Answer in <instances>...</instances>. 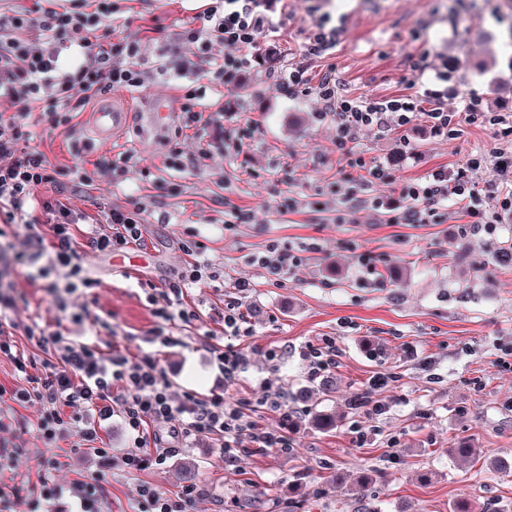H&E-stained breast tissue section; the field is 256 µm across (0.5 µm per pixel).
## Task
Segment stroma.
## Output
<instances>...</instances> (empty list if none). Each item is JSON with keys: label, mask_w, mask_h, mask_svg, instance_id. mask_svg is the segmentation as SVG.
Listing matches in <instances>:
<instances>
[{"label": "stroma", "mask_w": 512, "mask_h": 512, "mask_svg": "<svg viewBox=\"0 0 512 512\" xmlns=\"http://www.w3.org/2000/svg\"><path fill=\"white\" fill-rule=\"evenodd\" d=\"M119 5L113 37L138 36L151 59L195 15L193 0ZM323 16L338 32L336 45L313 55L310 42ZM510 16L506 0H278L270 14L276 54L243 74L240 92L209 82L198 104L206 114L235 104L228 129L255 122L239 152L217 140L201 150L200 131L186 127L182 101L164 78L148 79L130 123L110 143L97 142L88 113L78 115L97 155L132 159L120 185L103 180L83 190L70 182L66 195L93 215L147 200L145 246L84 256L101 285L66 295L64 303L43 289H27L12 315L15 324L52 325L86 304L106 325L102 344L135 349L136 335L154 323L143 285L160 288L174 278L188 260L179 243L192 234L205 244L203 256L217 276L190 290L203 319L174 328L180 343L161 357L178 387L254 397L258 380L269 374L267 348L336 340L331 395L307 381L295 352L280 365L278 375L303 412L288 452H246L231 466L218 441L204 436L183 451L196 466V482L208 489L195 512H267L275 500L287 512H451L459 498L491 512L512 502V477L489 466L493 458L512 465V371L496 364L503 350H512V268L495 263L497 251L512 246V222L477 231L452 205L440 223L400 224L385 212L351 209L336 190L340 179L360 177L350 164L354 155L392 175L387 183L357 187L363 197H398L406 184L439 167L469 172L473 155L490 157L506 146L502 126L462 122L440 133L422 117L400 131H362L347 156L336 147L335 124L316 119L314 96L288 97L265 77L271 69L303 66L315 77L332 72L339 94L385 98L434 87L449 57V110L462 111L476 97L489 111L512 114ZM161 101L169 117L155 128L146 113ZM173 145L186 167L167 166ZM235 211L247 221L231 223ZM273 246L292 249L300 264L271 273L258 259ZM366 256L374 272L362 266ZM240 280L248 289H237ZM235 298L254 337L248 370L230 385L200 348L198 334L218 329L225 301ZM377 374L388 379L383 394L391 408L371 420L350 400ZM320 412L343 421L317 429L313 418ZM355 421L371 430L361 447L348 434ZM462 441L472 449L465 465L448 454ZM362 468L373 470L376 481L358 502L344 477Z\"/></svg>", "instance_id": "1"}]
</instances>
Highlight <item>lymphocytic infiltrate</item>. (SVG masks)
<instances>
[{"label": "lymphocytic infiltrate", "instance_id": "lymphocytic-infiltrate-1", "mask_svg": "<svg viewBox=\"0 0 512 512\" xmlns=\"http://www.w3.org/2000/svg\"><path fill=\"white\" fill-rule=\"evenodd\" d=\"M273 2L210 0L198 14L196 25L178 35L179 40L197 47L191 62L171 59L167 48L162 49L161 60L151 61L143 56L139 38H113V0H75L37 17L28 10L0 16V103L10 106L0 113V223L23 224L28 249L47 258L39 275L50 279V291L71 294L98 287V280L82 262L83 253L112 254L141 246L148 205L139 202L128 209L113 208L104 223H92L89 213L65 195L63 181L91 186L103 176L117 183L127 171L129 156L97 161L90 170L79 162L52 164L34 144L30 104L42 103L51 127L70 140L79 159L91 153L93 145L81 138L75 118L112 90L142 89L153 75L178 82L213 74L225 86H237L239 75L258 59L260 36L271 30ZM27 30L38 32L41 43L25 39ZM219 45L227 47V54H216ZM277 78L289 96L309 90L317 94L323 103L319 116L335 122L336 146L343 152L363 129L400 130L421 114L437 131L455 124L454 113L444 106L448 96L444 89L367 99L338 94L336 80L328 72L315 80L305 68L291 67L280 71ZM493 173L494 185L502 194L499 211L486 213L476 183L463 173L438 168L403 188L401 197L407 206L400 223H431L437 218V205L450 200L468 223L494 228L505 217H512V155L506 150H498ZM47 187L54 188V195H44ZM33 202L41 215L30 220L26 214ZM180 247L190 260L165 287L149 293L154 325L145 332L142 347L127 355L117 347L105 351L91 339V329L100 319L85 307L70 313L64 326L52 328L31 321L23 328L24 342H17L11 332V315L20 297L15 276L24 256L11 242L0 240V360L11 364L14 376L12 386L0 384V512H15L22 502L28 503L30 512H58L65 499L71 500L75 512H101L111 484L108 473L98 471L67 486L56 483L54 474L80 451L106 457L105 435L116 421L135 446L134 452L112 464L134 483L130 512H191L204 496V487L195 483L163 492L142 479L145 472L166 467L190 437H214L231 464L250 449L284 452L290 448L300 412L278 379L264 378L258 398L230 401L191 389L175 391L163 371L161 353L176 343L172 329L201 319L199 306L187 299L189 288L214 276L211 264L201 259L202 242L187 239ZM221 322L223 341L209 334L203 346L225 381L234 383L248 369L245 343L253 329L235 301L226 303ZM299 356L308 380L326 377L338 366L336 340L326 336L319 343L305 344ZM33 403L41 407L37 421L18 416V408ZM269 413L277 417L278 428L265 426ZM178 414L183 417L180 426L163 431V424ZM28 434L51 449L49 456L40 459L34 482L14 470Z\"/></svg>", "mask_w": 512, "mask_h": 512}]
</instances>
